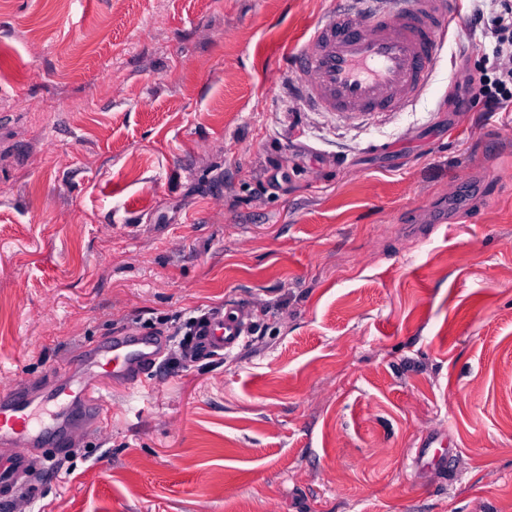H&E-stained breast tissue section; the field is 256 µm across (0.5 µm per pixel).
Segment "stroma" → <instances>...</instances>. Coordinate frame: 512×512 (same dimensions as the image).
<instances>
[{
	"label": "stroma",
	"mask_w": 512,
	"mask_h": 512,
	"mask_svg": "<svg viewBox=\"0 0 512 512\" xmlns=\"http://www.w3.org/2000/svg\"><path fill=\"white\" fill-rule=\"evenodd\" d=\"M331 8L0 0V386L166 340L18 512H512V104L451 110L460 0L406 111L308 110L282 58ZM246 315L238 307L210 314L200 322L193 338L198 351L204 356L230 354L246 342Z\"/></svg>",
	"instance_id": "35a3bbf8"
}]
</instances>
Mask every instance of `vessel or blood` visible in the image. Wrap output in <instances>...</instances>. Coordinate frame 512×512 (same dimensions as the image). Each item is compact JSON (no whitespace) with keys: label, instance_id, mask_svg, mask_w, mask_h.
I'll return each instance as SVG.
<instances>
[{"label":"vessel or blood","instance_id":"vessel-or-blood-1","mask_svg":"<svg viewBox=\"0 0 512 512\" xmlns=\"http://www.w3.org/2000/svg\"><path fill=\"white\" fill-rule=\"evenodd\" d=\"M459 21L458 0H341L320 18L286 68L299 97L315 112L350 117L405 111L427 90L442 41ZM243 309L210 314L195 330L200 354L218 356L246 341ZM160 337L122 332L86 347L53 382L27 381L0 390V505L39 469L49 448L68 447L76 422L98 423L104 400L96 369L130 389L141 387L159 365Z\"/></svg>","mask_w":512,"mask_h":512}]
</instances>
